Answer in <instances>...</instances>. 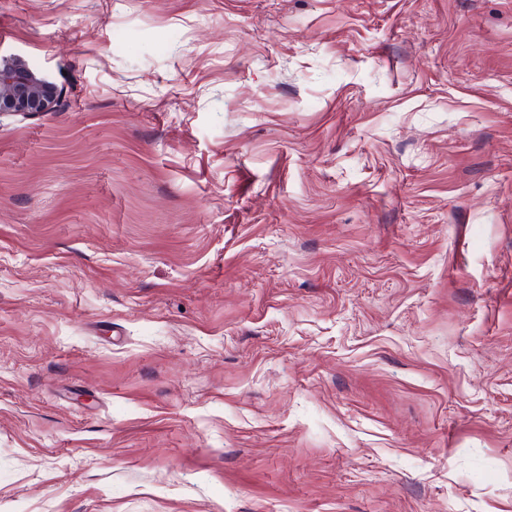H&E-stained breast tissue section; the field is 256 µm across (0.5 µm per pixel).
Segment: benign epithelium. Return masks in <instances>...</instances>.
I'll list each match as a JSON object with an SVG mask.
<instances>
[{
    "label": "benign epithelium",
    "instance_id": "1",
    "mask_svg": "<svg viewBox=\"0 0 512 512\" xmlns=\"http://www.w3.org/2000/svg\"><path fill=\"white\" fill-rule=\"evenodd\" d=\"M61 95L47 70H34L17 53L0 52V116L53 112Z\"/></svg>",
    "mask_w": 512,
    "mask_h": 512
}]
</instances>
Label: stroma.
<instances>
[{"instance_id":"obj_1","label":"stroma","mask_w":512,"mask_h":512,"mask_svg":"<svg viewBox=\"0 0 512 512\" xmlns=\"http://www.w3.org/2000/svg\"><path fill=\"white\" fill-rule=\"evenodd\" d=\"M0 512H512V0H0ZM61 95L47 70H34L17 53L0 51V116L55 111Z\"/></svg>"}]
</instances>
